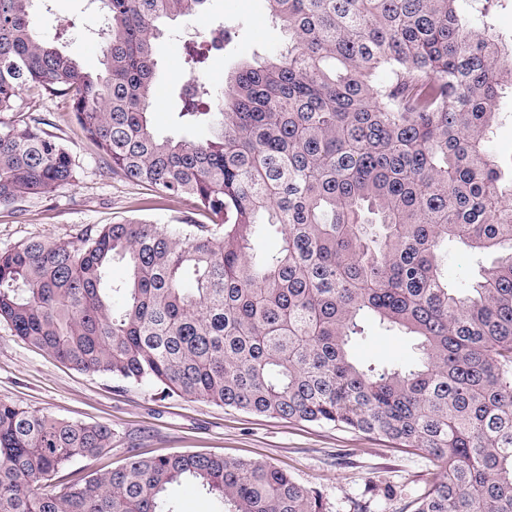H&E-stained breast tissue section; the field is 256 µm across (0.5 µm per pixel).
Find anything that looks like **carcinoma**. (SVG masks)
Here are the masks:
<instances>
[{
    "mask_svg": "<svg viewBox=\"0 0 512 512\" xmlns=\"http://www.w3.org/2000/svg\"><path fill=\"white\" fill-rule=\"evenodd\" d=\"M34 0H0V205L78 171L25 91L67 96L112 175L185 198L210 223L121 222L72 243L0 251V321L77 369L166 395L367 434L435 467L414 512H512V172L491 148L512 50L487 25L500 0H266L288 50L224 89L188 55L178 117L158 136L159 22L208 0H101L107 77L39 32ZM281 229L277 248L254 239ZM450 242L495 254L451 283ZM129 276L109 279L114 260ZM414 338L389 366L351 354L364 321ZM112 427L0 400V512H321L267 463L200 453L129 457L67 485ZM174 494L179 500L181 512H210V500L191 487H177Z\"/></svg>",
    "mask_w": 512,
    "mask_h": 512,
    "instance_id": "cac0c4a2",
    "label": "carcinoma"
}]
</instances>
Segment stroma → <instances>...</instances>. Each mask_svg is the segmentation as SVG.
Returning <instances> with one entry per match:
<instances>
[{"instance_id": "1", "label": "stroma", "mask_w": 512, "mask_h": 512, "mask_svg": "<svg viewBox=\"0 0 512 512\" xmlns=\"http://www.w3.org/2000/svg\"><path fill=\"white\" fill-rule=\"evenodd\" d=\"M34 11L42 33L56 37L58 46L86 70L103 73L102 48L94 36L100 19L95 0H36ZM219 26L225 30L224 50L208 60V77L218 87L238 66L260 64L287 42L266 0H209L203 18L166 22L156 42V76L164 89L153 112L158 135L178 131L208 137L207 126H179L181 102L175 89L189 78L188 48L209 44L210 30ZM19 109L49 121L50 132L70 148L79 176L74 185L0 206V251L33 238L70 242L91 226L125 220L181 224L190 217L187 201L158 196L146 186L104 173L99 150L76 123L68 97L26 91ZM353 353L364 364L396 363L410 358L412 345L404 334L372 325ZM0 400L74 423L111 426V448L71 462L63 472L70 482L119 468L135 454L207 453L287 470L319 494L323 512H413L432 478L433 466L424 454L330 425L255 415L81 371L14 336L3 322Z\"/></svg>"}]
</instances>
